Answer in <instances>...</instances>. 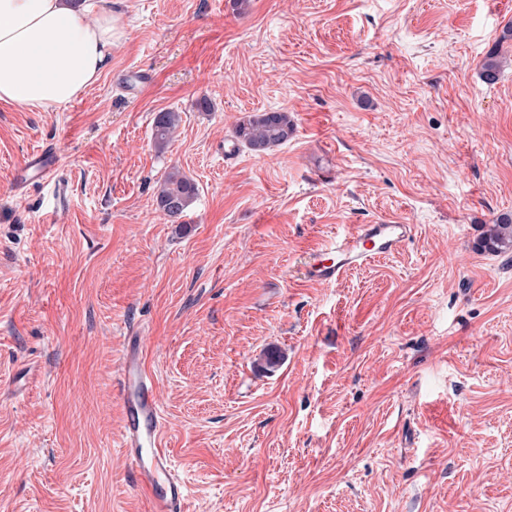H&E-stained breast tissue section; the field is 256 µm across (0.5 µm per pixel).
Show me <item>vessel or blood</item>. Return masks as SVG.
I'll return each mask as SVG.
<instances>
[{
    "instance_id": "vessel-or-blood-1",
    "label": "vessel or blood",
    "mask_w": 512,
    "mask_h": 512,
    "mask_svg": "<svg viewBox=\"0 0 512 512\" xmlns=\"http://www.w3.org/2000/svg\"><path fill=\"white\" fill-rule=\"evenodd\" d=\"M59 162L58 152L50 147L28 153L18 168L16 188L51 179ZM410 232V225L383 220L333 236L310 256L307 275L318 282L336 281L349 268L391 255ZM119 386L123 401L121 453L131 482L148 499L151 512H186L188 486L161 446L160 394L145 364L142 336L127 338L119 363Z\"/></svg>"
}]
</instances>
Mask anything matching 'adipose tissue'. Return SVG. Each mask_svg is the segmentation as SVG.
Here are the masks:
<instances>
[{
    "label": "adipose tissue",
    "instance_id": "1",
    "mask_svg": "<svg viewBox=\"0 0 512 512\" xmlns=\"http://www.w3.org/2000/svg\"><path fill=\"white\" fill-rule=\"evenodd\" d=\"M122 34L112 0H0V100L42 111L69 104L96 83Z\"/></svg>",
    "mask_w": 512,
    "mask_h": 512
}]
</instances>
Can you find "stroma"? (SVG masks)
Returning a JSON list of instances; mask_svg holds the SVG:
<instances>
[{"label":"stroma","mask_w":512,"mask_h":512,"mask_svg":"<svg viewBox=\"0 0 512 512\" xmlns=\"http://www.w3.org/2000/svg\"><path fill=\"white\" fill-rule=\"evenodd\" d=\"M112 8L125 32L85 94L0 101V512H147L120 448L133 329L186 512H512V252L476 246L512 215V0ZM271 111L293 137L225 162ZM51 144L54 184L16 192ZM175 168L197 197L170 219ZM383 219L412 227L398 252L306 277ZM179 114L173 111L160 112L154 120L153 140L158 148H163L169 142L171 134L177 127ZM59 162L60 155L55 149L50 147L28 153L18 168L15 182L16 188L21 190L31 182L51 179L59 167ZM197 194L196 184L178 170L167 174L157 192V210L169 218L181 216Z\"/></svg>","instance_id":"35a3bbf8"}]
</instances>
